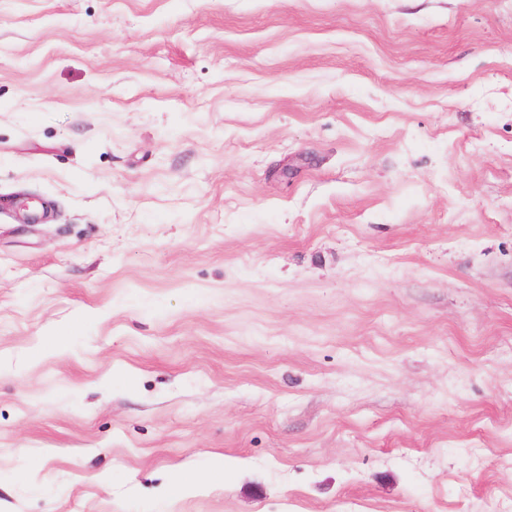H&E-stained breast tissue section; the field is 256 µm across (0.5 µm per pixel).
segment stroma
<instances>
[{
	"mask_svg": "<svg viewBox=\"0 0 512 512\" xmlns=\"http://www.w3.org/2000/svg\"><path fill=\"white\" fill-rule=\"evenodd\" d=\"M0 512H512V0H0Z\"/></svg>",
	"mask_w": 512,
	"mask_h": 512,
	"instance_id": "obj_1",
	"label": "stroma"
}]
</instances>
